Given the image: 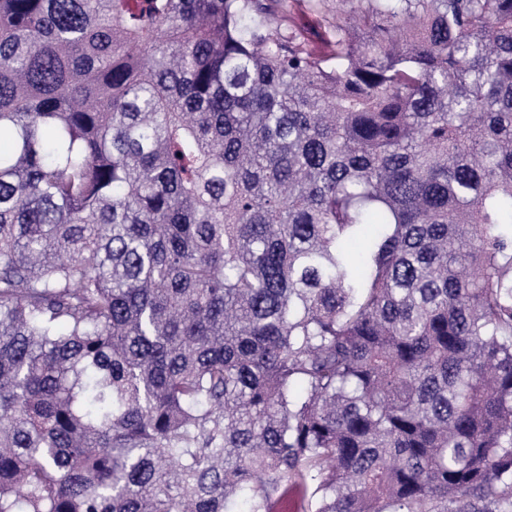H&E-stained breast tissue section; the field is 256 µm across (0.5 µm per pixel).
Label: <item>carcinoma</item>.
<instances>
[{"instance_id":"obj_1","label":"carcinoma","mask_w":512,"mask_h":512,"mask_svg":"<svg viewBox=\"0 0 512 512\" xmlns=\"http://www.w3.org/2000/svg\"><path fill=\"white\" fill-rule=\"evenodd\" d=\"M324 6L0 0V512H512V0ZM295 28L301 32L306 38L308 49L319 54L325 49L322 33L324 29H320L315 25L314 19L310 15H297L295 17Z\"/></svg>"}]
</instances>
